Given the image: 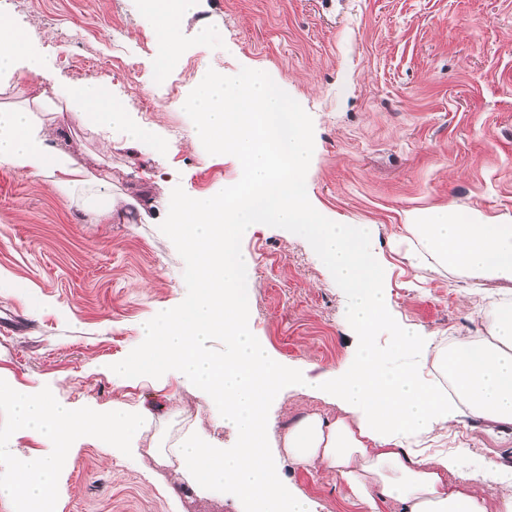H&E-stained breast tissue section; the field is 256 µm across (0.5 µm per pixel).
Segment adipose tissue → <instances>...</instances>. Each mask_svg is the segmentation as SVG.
<instances>
[{"mask_svg":"<svg viewBox=\"0 0 512 512\" xmlns=\"http://www.w3.org/2000/svg\"><path fill=\"white\" fill-rule=\"evenodd\" d=\"M196 3L142 0L140 21L154 34L157 72L175 64L180 19L191 15ZM38 68L32 44L0 15V95L16 99L0 105V165L43 176L90 223L109 220L119 206L109 175L76 166L68 150L51 144L46 112H75L92 127H122L130 143L150 142L160 152L175 145L129 121L103 81L91 78L51 97L31 84ZM181 106L197 118L196 140L235 154L242 177L221 195L175 199L168 225L185 249V275L193 291L178 304L155 310L141 327L136 351L113 363L111 374L123 383L180 373L208 397L240 440L260 449L248 461L186 432L170 450L181 463L182 479L202 493L235 487L252 512H316L312 501L282 478L286 456L335 474L368 512H382L390 502L399 512H490L480 488L503 483L512 488V466L491 460L465 472L456 456L425 454L418 443L464 418L512 427V300L493 307L485 335L452 336L443 344L392 323L387 270L366 249L374 226L329 223L307 201L311 132L284 90L248 70L210 72ZM257 224H285L305 236L348 289L358 343L344 372L313 378L289 371L251 335L244 274L252 258L238 242ZM407 230L408 250L426 253L451 270L512 282V224H489L475 212L451 208L418 215ZM387 322L400 349L430 360L440 377L425 380L416 369L386 367L371 335ZM217 332L233 344L221 357L206 347ZM290 389L328 399L340 414L302 415L288 426L282 449L265 447L263 431L274 425L269 407ZM0 402L9 404L20 429L57 447L98 435L108 447L132 448L154 421L150 411L121 403L95 415L15 389L1 377ZM58 466L52 456H15L11 478L0 481V497L13 500L16 512H27L29 504L51 495Z\"/></svg>","mask_w":512,"mask_h":512,"instance_id":"1","label":"adipose tissue"}]
</instances>
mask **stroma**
<instances>
[{
  "mask_svg": "<svg viewBox=\"0 0 512 512\" xmlns=\"http://www.w3.org/2000/svg\"><path fill=\"white\" fill-rule=\"evenodd\" d=\"M140 14L141 0H15L7 11L38 47L45 87L100 79L134 121L178 148L130 147L122 129L55 114L53 140L78 164L108 165L113 194L126 200L108 224L87 223L43 176L0 165V318L21 322L0 327V375L81 409L108 413L120 402L156 417L134 450L76 440L58 469L52 512H248L232 489L191 490L168 452L188 429L239 452L209 400L175 373L121 385L110 373L138 347L141 323L191 290L185 250L167 231L173 198L218 194L241 177L236 157L195 143L196 119L181 100L204 70L249 68L280 84L312 133L308 201L332 223L375 225L367 248L389 268L395 321L423 336H481L491 304L512 298V282L417 262L398 242L414 216L448 207L512 224V0H199L164 75ZM240 247L253 259L252 335L289 368L345 371L350 296L325 262L284 224L259 225ZM313 411L338 409L287 394L268 446L280 447L289 421ZM428 445L458 450L465 471L482 458L512 463V436L473 420ZM18 451L49 448L0 405V480ZM282 475L317 512H364L322 468L288 462Z\"/></svg>",
  "mask_w": 512,
  "mask_h": 512,
  "instance_id": "stroma-1",
  "label": "stroma"
}]
</instances>
